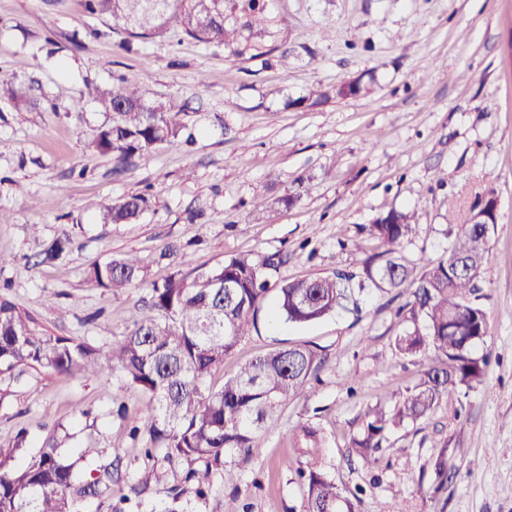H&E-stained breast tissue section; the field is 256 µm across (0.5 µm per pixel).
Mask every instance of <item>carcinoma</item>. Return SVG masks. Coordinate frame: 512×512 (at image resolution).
<instances>
[{"instance_id":"cac0c4a2","label":"carcinoma","mask_w":512,"mask_h":512,"mask_svg":"<svg viewBox=\"0 0 512 512\" xmlns=\"http://www.w3.org/2000/svg\"><path fill=\"white\" fill-rule=\"evenodd\" d=\"M85 8L122 35L126 46L134 40L174 36L253 58L276 50L271 42L279 38L282 25L266 0H85ZM5 93L19 105L34 104L29 83L11 82ZM332 94L340 98L343 90L314 88L299 103L316 107ZM89 96L110 116L93 138L100 153L122 163L150 149L182 145L184 108L174 100L149 101L125 77ZM301 196L300 189L275 198L261 194L253 207L264 213L276 205H293ZM147 206L144 195L134 194L92 202L87 208L98 211L104 224H123L139 219ZM414 219L413 211L391 209L365 227L379 241L380 251L365 258L359 289L369 284L406 297L398 310L405 329L395 337V348L408 358L431 353L417 380L395 396L393 404L378 402L365 412L350 448L367 460L384 448L391 433L428 418L443 398L482 385L489 360L484 349L489 319L472 299L490 260L482 225L450 224L445 255L412 259L404 254L403 244L417 228ZM74 242L71 230H61L35 255V263L58 261ZM158 260L177 267L160 283L147 281L150 261L136 254L111 257L89 271V279L101 288L146 285L151 290L148 303L155 319L146 323L131 316L133 329L113 346L51 335L0 295V394H10L35 373L100 376L109 369L120 371L129 386L144 394L149 414L144 427L149 463L129 485L130 492L139 495L151 483H160L161 459L187 463L184 482L203 498L212 473L224 469V455L248 456L256 433L273 427L285 405L310 397L323 355L311 344L275 349L246 363L218 391L205 387L212 370L257 329L269 300H274L273 317L288 324L313 323L348 308L354 275L273 282L270 277L285 262L280 252L232 255L209 270L185 272L180 269L183 247L176 242L167 243ZM457 261L471 273L458 272ZM304 440L306 462L299 470L305 487L303 512H355L353 500L320 469V443L314 432L306 431ZM26 447L24 428L12 447H0V512H83L87 500L114 496L121 479L114 462L88 464L79 474L76 463L60 458L54 445L21 461ZM452 468L447 449H441L434 462L439 484L447 482Z\"/></svg>"}]
</instances>
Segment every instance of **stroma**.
I'll return each mask as SVG.
<instances>
[{"mask_svg":"<svg viewBox=\"0 0 512 512\" xmlns=\"http://www.w3.org/2000/svg\"><path fill=\"white\" fill-rule=\"evenodd\" d=\"M283 19L288 62L276 55L233 58L192 41L156 38L125 50L84 0H0V80H31L42 96L22 107L0 91V267L9 298L49 333L118 344L131 317L152 318L146 289L111 292L87 277L108 258L158 253L187 243L189 267L211 268L240 253L287 256L276 279L361 275L377 244L365 228L389 209L416 210L407 256L437 257L447 225L462 224L486 191L499 200L492 258L478 278L487 311L491 363L464 402L448 398L428 419L391 434L367 462L349 444L364 410L416 381L418 365L398 354L394 291L366 288L360 312L338 311L303 326L274 323L261 311L207 379L220 390L249 360L294 344L319 346L324 362L309 399L288 404L259 432L248 457L226 456L211 491L181 498L184 512H301L305 429L322 444V464L356 512H512V0H271ZM82 45L74 47L71 35ZM146 97L188 101L194 136L185 149H158L125 163L92 140L108 116L84 91L115 76ZM361 80L360 96L308 108L312 86ZM308 191L266 216L254 196ZM145 194L149 206L129 224H103L87 205ZM76 243L63 260L33 257L61 227ZM124 416H117L118 406ZM29 429L27 456L59 444L67 459L85 454L118 462L134 479L143 465L144 398L120 373L104 378L43 374L0 400V446L17 423ZM447 449L457 468L436 489L432 460ZM185 465L132 496L128 512H165Z\"/></svg>","mask_w":512,"mask_h":512,"instance_id":"35a3bbf8","label":"stroma"}]
</instances>
